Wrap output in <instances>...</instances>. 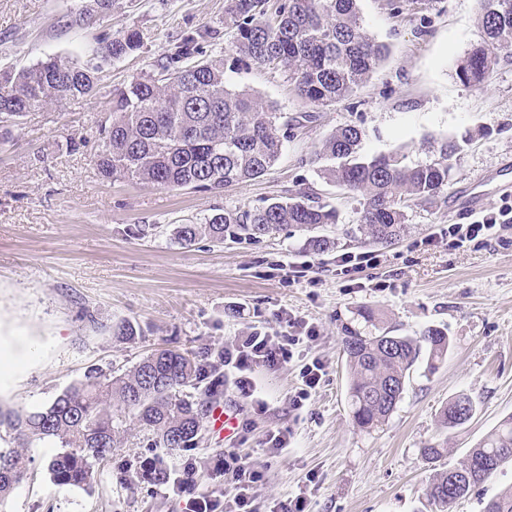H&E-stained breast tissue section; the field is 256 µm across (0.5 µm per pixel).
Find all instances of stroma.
Wrapping results in <instances>:
<instances>
[{
    "mask_svg": "<svg viewBox=\"0 0 512 512\" xmlns=\"http://www.w3.org/2000/svg\"><path fill=\"white\" fill-rule=\"evenodd\" d=\"M80 0H0V65L17 68L48 55L84 57L96 37L137 31L140 49L106 67L93 95L28 112L0 141V336L14 337L25 361L0 382V403L43 406L91 367L123 371L152 350L220 349L253 330L285 331L286 315L305 319L316 335L299 357L251 376L267 405L254 411L225 379L216 407L235 416L230 435L205 426L194 447L167 455L171 468L203 462L224 448L245 456L262 475L264 507L306 494L310 512H426L433 466L421 450L441 444V466L512 415V230L484 245L451 247L439 232L473 223L459 193H484L483 212L511 205L512 190L492 181L512 163V57L501 59L483 87L463 83L456 69L484 39L479 0H438L430 12L392 15L387 0H360L363 24L389 53L356 96L317 110L285 74L239 59L224 27V0H120L91 26L70 18ZM192 34L207 58L223 59L229 88L277 105L288 120L283 155L264 178L224 189H160L107 180L96 167L98 128L115 86L158 63ZM362 133L361 151H400L409 162L431 158L437 142L471 135L452 159L445 200L408 213L405 233L388 246L357 241V198L326 182L313 158L344 125ZM309 186L337 212L333 246L311 250L306 233L287 228L259 241L202 238L189 247L172 237L176 225L202 222L213 207L252 209ZM374 257V266L341 273L342 253ZM374 311L397 334L438 327L451 346L435 371L418 362L402 400L382 427L367 432L349 415L344 328L366 330ZM138 325L127 342L113 336L120 320ZM324 375L301 409L292 397L304 365ZM476 403L473 419L448 430L441 408L459 394ZM289 432L271 453L272 432ZM57 450L26 451L27 479L0 501V512H179V498L137 477L155 456L150 433L134 427L91 485H58L48 470Z\"/></svg>",
    "mask_w": 512,
    "mask_h": 512,
    "instance_id": "1",
    "label": "stroma"
}]
</instances>
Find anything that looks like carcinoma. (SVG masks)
<instances>
[{
    "instance_id": "carcinoma-1",
    "label": "carcinoma",
    "mask_w": 512,
    "mask_h": 512,
    "mask_svg": "<svg viewBox=\"0 0 512 512\" xmlns=\"http://www.w3.org/2000/svg\"><path fill=\"white\" fill-rule=\"evenodd\" d=\"M480 0L485 40L457 66L460 80L484 86L501 53L512 51V7ZM119 0H85L79 20L106 16ZM224 25L234 31L236 52L258 65L288 74L297 94L316 107L352 97L385 57V45L366 33L357 0H225ZM136 31L97 38L84 64L47 56L16 70L0 68V123H16L36 107L61 106L91 94L101 69L137 50ZM194 35L183 37L159 64L112 89L108 116L100 126L99 173L106 179L135 180L159 188L220 192L256 180L278 161L288 134L279 112L247 90L224 82V62L199 58ZM361 132L337 129L315 160L319 173L359 197L360 230L370 241L388 244L401 236L407 209L427 207L448 186L458 141L438 143L433 158L410 165L399 152L363 157ZM336 223V210L315 201L300 187L283 201L252 210L216 208L200 224H179L174 239L190 246L202 237L218 243L229 236L271 237L285 227L313 231ZM353 424L379 427L403 398L410 371L426 358L432 372L450 347L447 333L428 328L397 335L388 328L364 336L349 330L342 338ZM220 351L161 348L116 374L90 368L83 379L63 388L46 406L19 410L0 406V500L26 476L24 449L38 442L61 448L49 464L54 481L77 486L94 479L98 464L120 447L129 421L149 431L154 446L171 452L191 448L209 404L219 395ZM195 394L186 395V388ZM476 413L471 397L460 394L440 412L441 425L456 429ZM512 457V416L503 420L456 466L430 477L426 498L432 512L453 504L499 471ZM484 512H512V488L485 502Z\"/></svg>"
}]
</instances>
